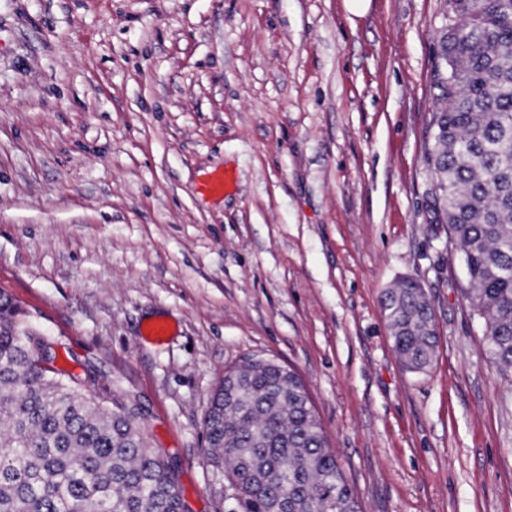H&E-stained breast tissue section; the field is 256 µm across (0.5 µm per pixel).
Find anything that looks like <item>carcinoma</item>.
I'll return each mask as SVG.
<instances>
[{
	"label": "carcinoma",
	"mask_w": 512,
	"mask_h": 512,
	"mask_svg": "<svg viewBox=\"0 0 512 512\" xmlns=\"http://www.w3.org/2000/svg\"><path fill=\"white\" fill-rule=\"evenodd\" d=\"M438 108L426 163L435 223L465 269L486 353L512 371V0H448ZM392 347L428 369L437 337L427 292L405 278L382 298ZM44 334L0 291V512H182L175 467L148 446L130 394L112 407L49 375ZM226 374L204 418V454L243 512H361L302 380L249 358Z\"/></svg>",
	"instance_id": "cac0c4a2"
}]
</instances>
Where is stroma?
<instances>
[{"instance_id":"obj_1","label":"stroma","mask_w":512,"mask_h":512,"mask_svg":"<svg viewBox=\"0 0 512 512\" xmlns=\"http://www.w3.org/2000/svg\"><path fill=\"white\" fill-rule=\"evenodd\" d=\"M445 9L0 0V290L83 390L136 396L185 512L240 508L203 421L252 356L305 382L363 512H512V381L425 161ZM405 277L434 306L425 372L381 308Z\"/></svg>"}]
</instances>
